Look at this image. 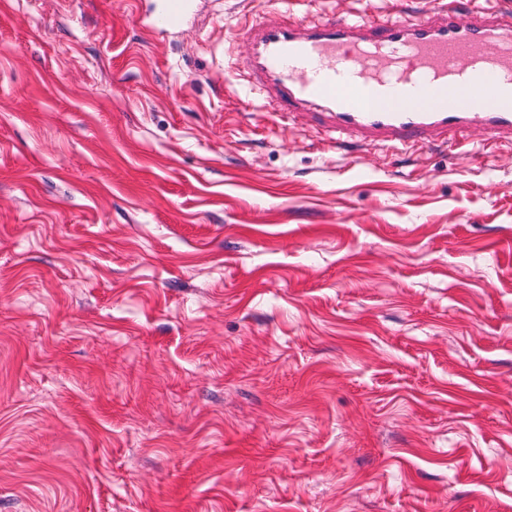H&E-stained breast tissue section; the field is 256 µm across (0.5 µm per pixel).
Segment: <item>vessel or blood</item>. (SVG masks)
I'll list each match as a JSON object with an SVG mask.
<instances>
[{"label":"vessel or blood","mask_w":512,"mask_h":512,"mask_svg":"<svg viewBox=\"0 0 512 512\" xmlns=\"http://www.w3.org/2000/svg\"><path fill=\"white\" fill-rule=\"evenodd\" d=\"M194 2L158 0L146 30L180 29ZM238 28L250 52L229 71L281 123L308 113L339 146L442 145L473 129L512 142V11L491 0Z\"/></svg>","instance_id":"vessel-or-blood-1"}]
</instances>
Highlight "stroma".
Listing matches in <instances>:
<instances>
[{"label": "stroma", "mask_w": 512, "mask_h": 512, "mask_svg": "<svg viewBox=\"0 0 512 512\" xmlns=\"http://www.w3.org/2000/svg\"><path fill=\"white\" fill-rule=\"evenodd\" d=\"M0 0V512H512V144L345 150L233 26Z\"/></svg>", "instance_id": "obj_1"}]
</instances>
